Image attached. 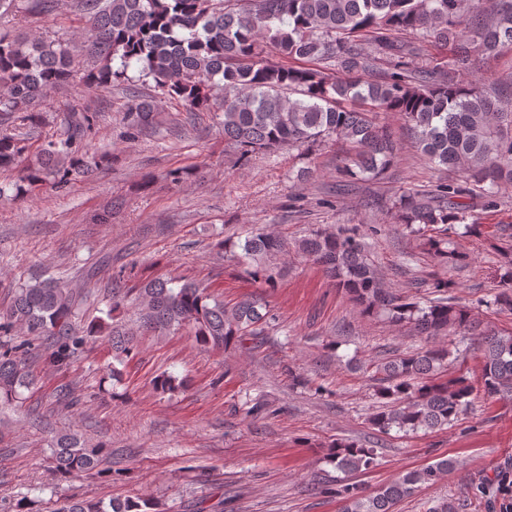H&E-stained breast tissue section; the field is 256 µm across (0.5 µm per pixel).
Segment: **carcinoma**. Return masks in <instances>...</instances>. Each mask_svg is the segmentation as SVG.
Returning a JSON list of instances; mask_svg holds the SVG:
<instances>
[{"label":"carcinoma","mask_w":512,"mask_h":512,"mask_svg":"<svg viewBox=\"0 0 512 512\" xmlns=\"http://www.w3.org/2000/svg\"><path fill=\"white\" fill-rule=\"evenodd\" d=\"M87 18L82 38L29 39L0 32V114L16 121L0 129V169L18 165L27 151L36 106L48 92L68 82L75 52L91 59L87 79L108 88L138 67L141 81L182 103L187 112L209 104L213 85L224 141L243 155L321 142L344 147L342 171L351 178L380 176L398 155L391 132L378 122L381 112L404 121L420 152L458 177L427 193L404 191L390 209L445 269L463 267L469 255L451 235L476 231L479 212L500 203L512 186V84L487 86L465 76L481 58L512 50V0H76ZM449 52L435 65L418 62L421 47ZM271 47L286 60L272 63ZM156 98L129 100L124 119L141 132L150 127ZM92 116L72 114L73 134L40 146L35 160L12 184L19 196L47 178L59 187L70 176L92 171L77 138ZM249 274L266 283L275 278L274 260L285 250L279 235L257 229L235 244ZM298 252L336 279L362 312L408 325L434 340L450 333L471 336L482 358L481 384L490 397H512V332L476 333L470 310L452 296L457 283L435 273L433 297L419 299L383 288L368 257L362 234L339 226L312 228L296 243ZM493 249L501 287L483 299L500 314H512V233L501 229ZM139 303L138 328L165 333L185 327L203 348L261 346L277 316L267 306L244 299L229 307L192 280L157 278L127 289ZM83 296L56 278L37 277L14 290L0 309V403L20 398L34 385V364L42 359L63 368L80 357L93 339L108 336L118 361L133 354L134 333L116 324H81ZM448 347L432 344L399 352L370 364L378 405L370 423L382 434L437 432L453 425L470 405L474 385L447 374ZM58 473L110 476L112 450L91 445L71 430L49 444ZM328 458L345 476L374 466L376 449L355 441L331 446ZM455 467L441 459L408 471L368 492L340 481V512H395L420 487L439 481ZM148 502L65 498L55 512H146Z\"/></svg>","instance_id":"carcinoma-1"}]
</instances>
